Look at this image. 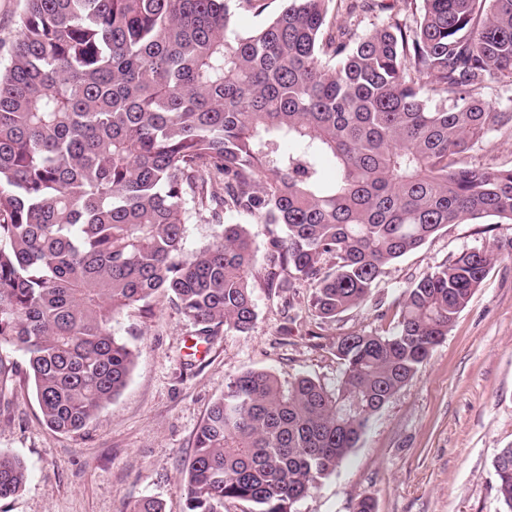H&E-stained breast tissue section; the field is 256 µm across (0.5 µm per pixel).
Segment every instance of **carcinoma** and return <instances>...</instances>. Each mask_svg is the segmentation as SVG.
I'll list each match as a JSON object with an SVG mask.
<instances>
[{
    "label": "carcinoma",
    "mask_w": 512,
    "mask_h": 512,
    "mask_svg": "<svg viewBox=\"0 0 512 512\" xmlns=\"http://www.w3.org/2000/svg\"><path fill=\"white\" fill-rule=\"evenodd\" d=\"M25 0L0 67V393L31 382L76 433L127 384L113 323L164 296L207 340L256 320L263 278L314 289L332 322L450 224H512V166L463 161L512 135V0H422L359 30L356 0ZM434 79L426 95L420 77ZM196 216L212 240L185 249ZM496 254L462 253L405 289L395 330L336 343L328 388L266 370L228 380L181 478L185 512H294L448 334ZM20 352L24 363L13 353ZM512 512V447L493 461ZM28 479L0 451V500ZM280 6H282V2L276 0L272 4L270 12L260 16H256L252 13H247L241 10L238 11L233 20L234 31L240 34H247L252 32L253 30L262 26L270 18V16L280 8Z\"/></svg>",
    "instance_id": "obj_1"
}]
</instances>
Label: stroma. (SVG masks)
Segmentation results:
<instances>
[{
	"instance_id": "1",
	"label": "stroma",
	"mask_w": 512,
	"mask_h": 512,
	"mask_svg": "<svg viewBox=\"0 0 512 512\" xmlns=\"http://www.w3.org/2000/svg\"><path fill=\"white\" fill-rule=\"evenodd\" d=\"M499 259L418 373L370 419L356 448L298 502L295 512H505L493 460L512 447V224H451L393 262L369 300L318 325L312 287L287 294L255 283L257 319L246 333L196 345L194 327L166 299L115 325L136 349L123 391L80 432L49 428L30 384L0 400V451L29 477L0 512H129L140 499L185 512L180 490L197 430L227 379L248 369L281 383L330 385L344 366L334 344L350 333L393 332L403 292L460 253Z\"/></svg>"
}]
</instances>
